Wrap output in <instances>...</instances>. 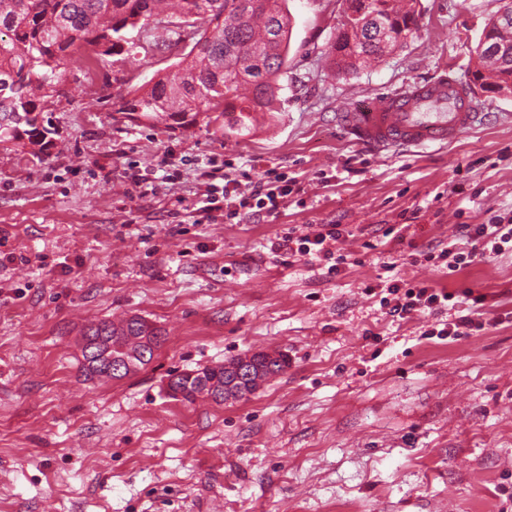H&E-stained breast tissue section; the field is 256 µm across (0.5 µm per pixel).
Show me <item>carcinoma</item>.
Wrapping results in <instances>:
<instances>
[{
    "label": "carcinoma",
    "mask_w": 512,
    "mask_h": 512,
    "mask_svg": "<svg viewBox=\"0 0 512 512\" xmlns=\"http://www.w3.org/2000/svg\"><path fill=\"white\" fill-rule=\"evenodd\" d=\"M330 46L331 67L349 74L407 40L417 28L412 8L394 0H345ZM166 29L175 43L190 42L174 69L127 93L119 111L131 121L187 124L202 112H219L224 127L250 129L252 113L277 111L292 20L281 0H0V144L43 153L49 129L39 122L48 99L59 94L60 69L84 45L120 56L135 47L162 50L152 38ZM491 67L496 90L512 92V8L493 19L475 49L472 80ZM103 352L125 357L141 370L165 341L162 330L131 315L119 324L90 326ZM225 365L170 376L193 403L202 382L224 383Z\"/></svg>",
    "instance_id": "cac0c4a2"
}]
</instances>
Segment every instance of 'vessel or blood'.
I'll use <instances>...</instances> for the list:
<instances>
[{
    "instance_id": "vessel-or-blood-1",
    "label": "vessel or blood",
    "mask_w": 512,
    "mask_h": 512,
    "mask_svg": "<svg viewBox=\"0 0 512 512\" xmlns=\"http://www.w3.org/2000/svg\"><path fill=\"white\" fill-rule=\"evenodd\" d=\"M479 117L468 86L444 72L386 93L368 107L347 108L337 120L354 140L383 150L447 144Z\"/></svg>"
}]
</instances>
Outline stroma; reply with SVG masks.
<instances>
[{"label":"stroma","mask_w":512,"mask_h":512,"mask_svg":"<svg viewBox=\"0 0 512 512\" xmlns=\"http://www.w3.org/2000/svg\"><path fill=\"white\" fill-rule=\"evenodd\" d=\"M292 38L274 115L235 133L123 118L127 93L169 71L76 53L43 118L44 153L0 145V512H512V253L448 276L426 261L460 224L512 217V94L478 92L484 118L443 147L380 153L336 123L445 67L466 81L504 0H414L418 29L350 75L326 55L344 0H286ZM288 175L274 217L177 222L210 161ZM154 172L135 189L131 165ZM342 224L335 275L271 243ZM425 280L461 296L482 331L425 337L440 315L388 316L366 285ZM132 314L162 329L129 378L84 380L77 343ZM277 350L288 366L246 398L168 396L170 375Z\"/></svg>","instance_id":"1"}]
</instances>
